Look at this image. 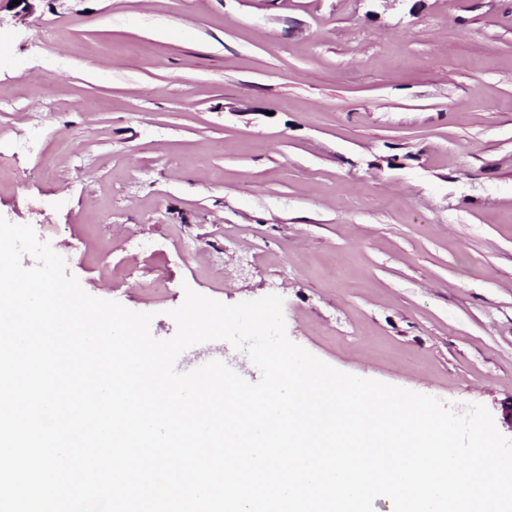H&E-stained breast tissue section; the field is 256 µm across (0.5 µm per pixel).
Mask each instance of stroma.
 Returning <instances> with one entry per match:
<instances>
[{
	"label": "stroma",
	"mask_w": 512,
	"mask_h": 512,
	"mask_svg": "<svg viewBox=\"0 0 512 512\" xmlns=\"http://www.w3.org/2000/svg\"><path fill=\"white\" fill-rule=\"evenodd\" d=\"M0 161V216L156 338L186 290L275 294L327 364L512 434V0H0ZM215 359L261 377L176 368Z\"/></svg>",
	"instance_id": "obj_1"
}]
</instances>
